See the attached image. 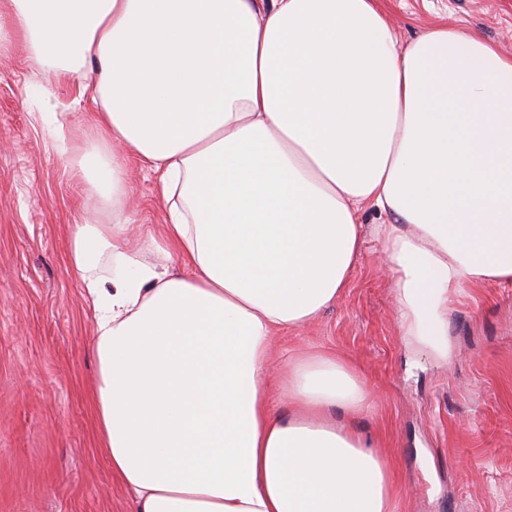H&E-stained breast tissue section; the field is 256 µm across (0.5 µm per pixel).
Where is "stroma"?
<instances>
[{"label":"stroma","instance_id":"obj_1","mask_svg":"<svg viewBox=\"0 0 512 512\" xmlns=\"http://www.w3.org/2000/svg\"><path fill=\"white\" fill-rule=\"evenodd\" d=\"M400 42L436 26L476 32L512 54V0H377ZM79 76L45 93L48 75L21 44L0 50V512H133L99 446L94 309L69 258L78 217L112 207L74 179L41 115H71L74 144L96 138ZM125 213L142 261L166 211L154 175L127 163ZM368 241L336 302L273 339L275 363L304 349L336 352L372 397L348 416L380 447L396 512H512V288H465L448 318L450 353L413 349L392 279Z\"/></svg>","mask_w":512,"mask_h":512}]
</instances>
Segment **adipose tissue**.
<instances>
[{
  "instance_id": "obj_1",
  "label": "adipose tissue",
  "mask_w": 512,
  "mask_h": 512,
  "mask_svg": "<svg viewBox=\"0 0 512 512\" xmlns=\"http://www.w3.org/2000/svg\"><path fill=\"white\" fill-rule=\"evenodd\" d=\"M15 38L96 106L90 149L69 113L44 122L112 203L114 223L73 224L70 258L135 512H393L384 456L332 416L366 408L360 379L324 350L271 376L272 340L335 303L370 234L434 358L463 288H512V56L450 26L399 46L375 0H0ZM130 158L167 209L152 263L128 248Z\"/></svg>"
}]
</instances>
